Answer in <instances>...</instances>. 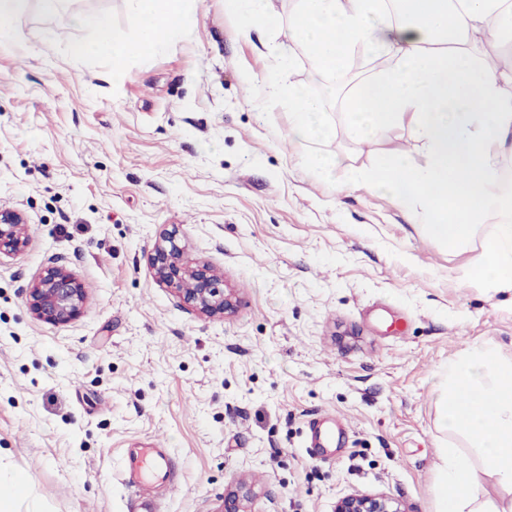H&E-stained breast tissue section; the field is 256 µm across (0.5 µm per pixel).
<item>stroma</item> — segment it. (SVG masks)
I'll return each mask as SVG.
<instances>
[{"instance_id":"35a3bbf8","label":"stroma","mask_w":512,"mask_h":512,"mask_svg":"<svg viewBox=\"0 0 512 512\" xmlns=\"http://www.w3.org/2000/svg\"><path fill=\"white\" fill-rule=\"evenodd\" d=\"M79 12L129 29L132 0H67L14 20L0 46V209L28 241L0 254V476L21 473L15 512H138L120 467L164 448L176 493L152 512H221L242 488L249 512H334L383 493L435 512L441 370L482 345L512 360V292L460 279L500 217L474 238L434 241L390 195L347 185L383 151L423 162L410 123L353 142L289 141L287 105L253 107L252 78L275 64L273 34L243 35L223 0L120 80L103 57L70 52ZM335 160L314 168L311 154ZM176 232L236 307L204 316L160 284L155 244ZM63 266L88 297L75 320L36 318L28 291ZM340 424L330 450L309 424Z\"/></svg>"}]
</instances>
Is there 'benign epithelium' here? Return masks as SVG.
Instances as JSON below:
<instances>
[{
    "instance_id": "1",
    "label": "benign epithelium",
    "mask_w": 512,
    "mask_h": 512,
    "mask_svg": "<svg viewBox=\"0 0 512 512\" xmlns=\"http://www.w3.org/2000/svg\"><path fill=\"white\" fill-rule=\"evenodd\" d=\"M27 240L23 215L15 210L0 209V254L20 252ZM151 266L158 281L176 291L180 298L207 316L234 309L230 290L206 263L193 266L183 259V248L176 234L158 242L151 255ZM86 289L79 279L62 267L47 268L33 284L28 298L32 313L41 321L67 324L83 310ZM335 512H402L391 498L383 494H350L336 503Z\"/></svg>"
}]
</instances>
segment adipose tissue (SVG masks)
<instances>
[{
  "label": "adipose tissue",
  "instance_id": "obj_1",
  "mask_svg": "<svg viewBox=\"0 0 512 512\" xmlns=\"http://www.w3.org/2000/svg\"><path fill=\"white\" fill-rule=\"evenodd\" d=\"M226 12L245 29L282 33L277 65L261 79L264 102L286 103L293 114L290 137L327 138L326 102L307 87L283 80L295 49L311 62L319 84L346 72L354 53L367 50L381 67L339 92L346 129L362 143L411 122L425 149L418 164L384 152L349 179L396 198L434 240L451 247L469 243L489 209L502 218L486 236L465 272L492 288L512 290V186L501 177L512 155V67L486 63L480 42H512V0H296L288 21L268 0H224ZM84 41L73 55H104L120 73L132 57L163 52L197 23L193 0H135L133 33L114 27L103 12L78 13Z\"/></svg>",
  "mask_w": 512,
  "mask_h": 512
}]
</instances>
